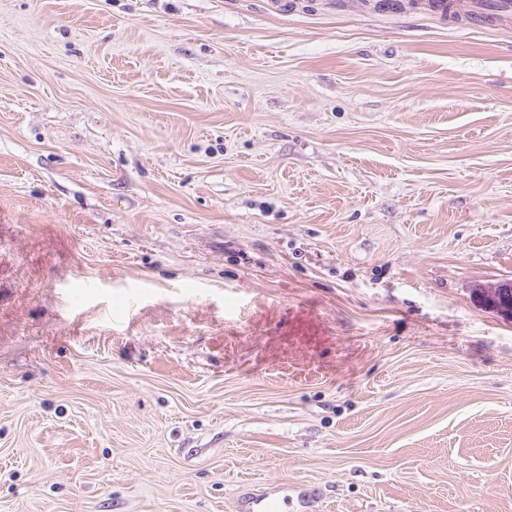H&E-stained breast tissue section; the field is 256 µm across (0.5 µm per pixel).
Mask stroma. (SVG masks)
Returning a JSON list of instances; mask_svg holds the SVG:
<instances>
[{
    "instance_id": "35a3bbf8",
    "label": "stroma",
    "mask_w": 512,
    "mask_h": 512,
    "mask_svg": "<svg viewBox=\"0 0 512 512\" xmlns=\"http://www.w3.org/2000/svg\"><path fill=\"white\" fill-rule=\"evenodd\" d=\"M512 28L0 0V512H512ZM288 490L293 495H288ZM243 490L236 500L237 512H288L289 505L293 512H310L314 506V490L308 485H297L288 488V484L270 487L265 491Z\"/></svg>"
}]
</instances>
